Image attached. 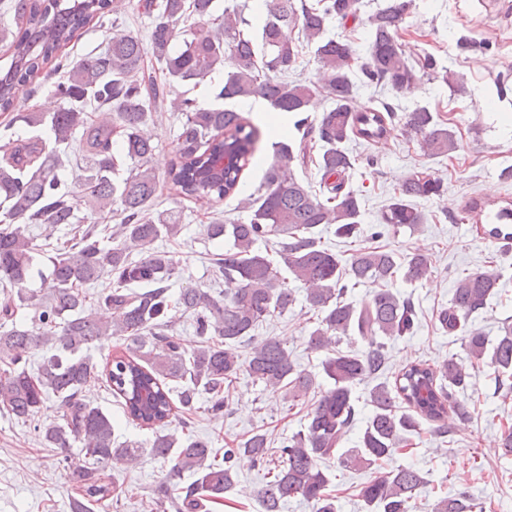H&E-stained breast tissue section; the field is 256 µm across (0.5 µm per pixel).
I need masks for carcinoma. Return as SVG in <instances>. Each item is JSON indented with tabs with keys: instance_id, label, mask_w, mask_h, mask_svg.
I'll return each instance as SVG.
<instances>
[{
	"instance_id": "cac0c4a2",
	"label": "carcinoma",
	"mask_w": 512,
	"mask_h": 512,
	"mask_svg": "<svg viewBox=\"0 0 512 512\" xmlns=\"http://www.w3.org/2000/svg\"><path fill=\"white\" fill-rule=\"evenodd\" d=\"M213 2L142 0L140 8L151 18V67L145 65L148 49L142 39L115 19L103 50L75 63L58 54L94 18L120 14L122 0H19L17 4L25 26L12 34L13 63L0 77V110L12 109L19 87L50 63L64 80L55 88L60 99L56 111L15 116L31 127H47L54 146L49 148L39 139L21 141L0 158V286L18 288L16 298L0 306V408L26 421L49 397L56 399L60 420L38 428L39 436L65 457L79 444L92 459L90 466L74 471L84 494L72 502L73 512H94L92 502L107 492L101 472L116 460L135 461L142 452L134 443L116 442L112 419L82 395L84 385L99 377L89 351L112 336L128 341L129 353L113 355L104 369L125 416L160 428L150 453L173 461L172 475L196 476L181 488L176 512H203L223 502L224 493L235 486L246 465L271 473L258 491L263 512H280L282 504L293 498L311 503L313 512H338L321 463L335 456L341 468L371 469L392 455L404 433L417 430L420 421L437 424L433 433L440 434L448 414L469 419V405L460 395L470 383L472 368L486 366L500 382L512 379V322L503 323L493 341L468 324V318L496 294L500 274L495 268L470 273L455 282L448 306L437 316L443 331L462 336L468 362L453 356L437 366L413 362L393 384L375 385L369 394L372 415L357 447L339 453L356 416L353 386L382 374L387 341L415 331L414 303L393 292L388 283L401 270L411 282L432 274L430 262L421 254L401 257L370 247L344 261L318 237V228L325 224L335 225L338 238L361 233L360 197L345 188V174L354 161L346 143L386 139L395 112L387 105L381 110H354L351 102L357 85L352 73L357 65L369 83L400 92L412 88L418 73L400 41L411 0H387L368 17L370 43L361 64L349 40L324 37L331 20L357 17L359 0H266L265 12L255 18L261 30L259 47L242 33L241 27L251 21L240 6H228L215 17ZM192 16L198 19L195 28H179ZM295 28L296 38L288 35ZM306 47L313 49L317 63L315 80L288 79ZM219 69L224 70V83L216 98L260 97L273 110L297 117L295 127L302 138L315 135L319 152L302 163L313 164L320 175L319 190L295 174L292 163L297 156L292 148L285 143L275 146L273 162L257 192L240 199L248 222L206 225L211 238L228 243L218 267L224 298L193 286L174 296L168 282L178 275V268L155 243L178 235L180 217L153 212L160 180L150 165L155 145L148 121L163 103L167 111L182 115L177 162L168 171L176 194L205 201L235 193L256 152L259 129L234 109L202 108L184 92L171 95L173 83L197 86ZM323 93L333 106L312 123L304 113ZM402 120L404 131L418 138L425 155L449 157L459 150L454 133L429 109L415 108ZM115 136L122 138L117 154ZM74 143L85 166L69 185L59 171L64 167V149ZM217 155L227 160L220 170L212 165ZM123 164L128 175L116 182L113 175ZM444 193L440 177L412 176L395 189L381 223L415 230L424 216L412 200ZM81 203L94 215L119 212L118 244L103 248L90 227L74 246L57 248L39 263L36 255L41 248L32 225H40L50 239L60 225L74 223ZM270 236L279 239L281 262L304 286L307 304L320 314L308 348L322 351L336 338L352 333L363 348L335 350L322 361V373L333 387L308 413L306 430L288 438L278 460L269 455L266 434L257 431L236 447L224 449L219 462L209 442L189 435L180 443L162 431L173 410L175 390L169 382L178 384L175 392L183 409L195 410L205 396L213 414L224 412V385L242 373L272 390L288 388L295 401L316 385V377L298 369L280 340H254L256 328L267 317L296 303L295 291L279 283L274 260L254 248ZM133 249L141 255L137 261L131 259ZM105 274L112 288L104 303L122 310L118 322L101 321L83 291ZM35 276L47 285L43 299L24 289ZM365 283L378 285L367 300L357 305L344 299L349 285ZM21 305L33 310L30 328L14 321L15 309ZM179 311L193 316L201 338V345L190 353L170 329L173 313ZM251 341L250 352L242 355L240 346ZM27 349L43 351L35 372L18 356ZM424 484L421 471L412 465L376 475L360 491L364 512H410L411 501ZM430 512H483V506L469 492L460 491L436 501Z\"/></svg>"
}]
</instances>
